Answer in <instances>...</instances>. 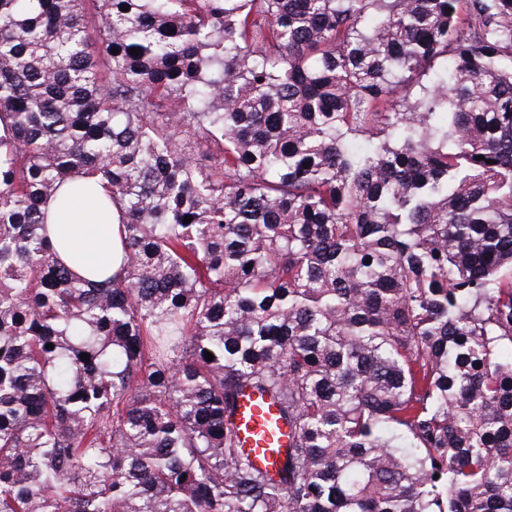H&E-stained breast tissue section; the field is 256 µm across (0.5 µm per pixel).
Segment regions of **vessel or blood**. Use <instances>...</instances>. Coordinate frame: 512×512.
<instances>
[{
    "mask_svg": "<svg viewBox=\"0 0 512 512\" xmlns=\"http://www.w3.org/2000/svg\"><path fill=\"white\" fill-rule=\"evenodd\" d=\"M237 419L255 460L262 465L274 462L287 444L286 429L276 423L274 408L254 396L242 402Z\"/></svg>",
    "mask_w": 512,
    "mask_h": 512,
    "instance_id": "b4317fda",
    "label": "vessel or blood"
}]
</instances>
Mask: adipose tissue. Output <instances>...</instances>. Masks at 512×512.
I'll list each match as a JSON object with an SVG mask.
<instances>
[{
    "instance_id": "obj_1",
    "label": "adipose tissue",
    "mask_w": 512,
    "mask_h": 512,
    "mask_svg": "<svg viewBox=\"0 0 512 512\" xmlns=\"http://www.w3.org/2000/svg\"><path fill=\"white\" fill-rule=\"evenodd\" d=\"M105 198L104 189L95 184L88 190L75 188L45 208L52 246L81 278L111 276L122 267L118 214L102 208Z\"/></svg>"
}]
</instances>
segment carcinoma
I'll return each instance as SVG.
<instances>
[{"mask_svg":"<svg viewBox=\"0 0 512 512\" xmlns=\"http://www.w3.org/2000/svg\"><path fill=\"white\" fill-rule=\"evenodd\" d=\"M1 117L0 512H512V0H0ZM75 184L65 199H54L45 208L51 244L78 277L114 275L123 262L118 214L101 207L107 196L100 185L84 179ZM85 184L90 191L82 189ZM243 427L246 447L252 451L255 460L260 464H271L279 458L280 448H286V428L275 421V410L268 401L251 397L245 399L237 414Z\"/></svg>","mask_w":512,"mask_h":512,"instance_id":"1","label":"carcinoma"}]
</instances>
